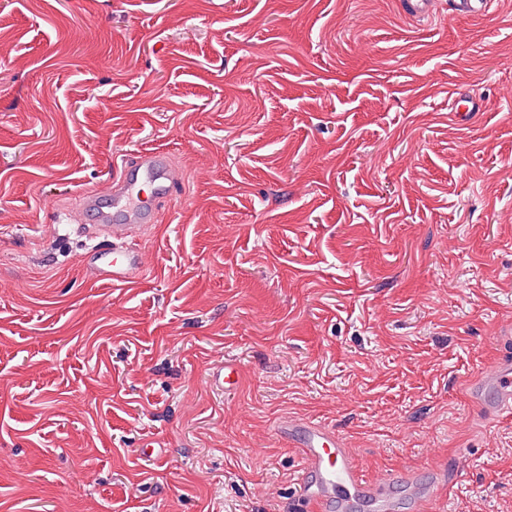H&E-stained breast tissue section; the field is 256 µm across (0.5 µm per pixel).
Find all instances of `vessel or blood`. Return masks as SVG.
Masks as SVG:
<instances>
[{
	"mask_svg": "<svg viewBox=\"0 0 512 512\" xmlns=\"http://www.w3.org/2000/svg\"><path fill=\"white\" fill-rule=\"evenodd\" d=\"M453 13L479 19L488 14L493 0H451ZM117 173L105 186L79 194L75 222L87 227L97 241L80 259L85 274L115 287L137 283L147 262L138 243L159 223L161 202L182 186L184 174L162 150L127 153L116 164ZM216 388L234 391L243 374L233 361L212 370ZM484 408L501 416L512 413V358L500 357L476 378ZM281 438L298 448L302 467L294 512H359L371 505L389 512L396 476L370 481L335 431L312 421L285 420Z\"/></svg>",
	"mask_w": 512,
	"mask_h": 512,
	"instance_id": "vessel-or-blood-1",
	"label": "vessel or blood"
}]
</instances>
